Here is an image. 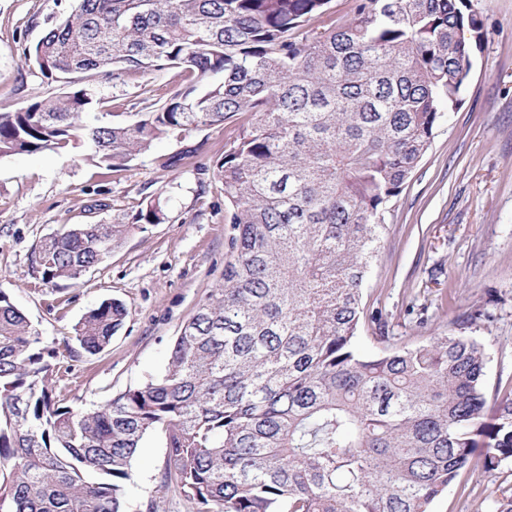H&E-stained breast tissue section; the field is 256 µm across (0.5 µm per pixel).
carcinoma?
Returning <instances> with one entry per match:
<instances>
[{
  "mask_svg": "<svg viewBox=\"0 0 512 512\" xmlns=\"http://www.w3.org/2000/svg\"><path fill=\"white\" fill-rule=\"evenodd\" d=\"M78 0L28 52L69 90L0 114V158L85 147L111 170L155 141L247 113L218 167L236 235L223 282L165 369L93 409L58 399L56 350L0 293V501L9 512H126L145 436L198 512H430L463 470L512 460V380L490 399L468 336L388 345L362 286L386 214L459 103L469 0ZM307 27L310 35L298 39ZM184 84L119 122L87 118L77 86L107 70ZM70 224L37 248L42 280L77 283L135 224ZM127 316L105 300L74 327L89 354ZM383 348L357 344L361 323ZM353 0H333L332 9L327 17H324L319 23V32H328L334 27L341 26L349 22L353 17Z\"/></svg>",
  "mask_w": 512,
  "mask_h": 512,
  "instance_id": "cac0c4a2",
  "label": "carcinoma"
}]
</instances>
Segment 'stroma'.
<instances>
[{
  "label": "stroma",
  "mask_w": 512,
  "mask_h": 512,
  "mask_svg": "<svg viewBox=\"0 0 512 512\" xmlns=\"http://www.w3.org/2000/svg\"><path fill=\"white\" fill-rule=\"evenodd\" d=\"M483 22L471 77L448 110L432 146L388 217L364 285L367 305L389 321L391 341L474 337L489 355L485 384L512 376V0H470ZM76 0H0V113L62 92L24 58ZM100 121L145 108L144 87L164 102L179 86L173 71L101 72L88 79ZM245 114L157 141L123 170L96 167L85 151L0 159V292L56 348L58 398L78 408L105 404L161 373L182 326L219 284L231 253L224 184L216 164ZM160 200L163 220L132 225L110 258L79 284H45L40 241L64 224H132ZM106 299L128 311L110 344L91 355L71 336L83 315ZM166 450L146 436L133 462L128 512H196L164 481ZM512 497V462L461 473L432 512H500Z\"/></svg>",
  "instance_id": "1"
}]
</instances>
